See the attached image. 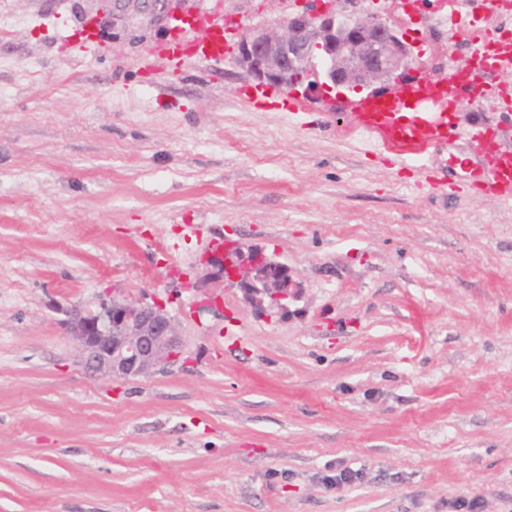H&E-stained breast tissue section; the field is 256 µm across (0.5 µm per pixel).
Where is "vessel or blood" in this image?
Returning a JSON list of instances; mask_svg holds the SVG:
<instances>
[{
    "mask_svg": "<svg viewBox=\"0 0 512 512\" xmlns=\"http://www.w3.org/2000/svg\"><path fill=\"white\" fill-rule=\"evenodd\" d=\"M169 29L168 39L151 51L154 60L179 68L191 59H223L224 21L217 7L189 5L180 15L170 17ZM473 56L489 59V66L451 67L440 76L423 69L399 84L392 95L359 99L355 106L358 125L378 135L392 158L404 161L428 155L447 142L449 106L481 101L511 109L512 90L502 87L493 76L512 70V45L493 49L483 40L476 43ZM468 151L478 161L471 187L477 193L511 201L512 148L505 147L497 134L477 129L469 135Z\"/></svg>",
    "mask_w": 512,
    "mask_h": 512,
    "instance_id": "1",
    "label": "vessel or blood"
}]
</instances>
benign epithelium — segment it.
Returning <instances> with one entry per match:
<instances>
[{
	"mask_svg": "<svg viewBox=\"0 0 512 512\" xmlns=\"http://www.w3.org/2000/svg\"><path fill=\"white\" fill-rule=\"evenodd\" d=\"M236 59L262 84L337 95L381 93L414 64L411 44L389 19L321 10L315 0L296 15L249 30L237 43ZM206 264L260 313H283L296 298L287 266L258 250L245 253L232 239ZM54 309L84 369L95 376L130 380L183 359L179 323L160 297L147 302L106 294L91 306Z\"/></svg>",
	"mask_w": 512,
	"mask_h": 512,
	"instance_id": "7a95c632",
	"label": "benign epithelium"
}]
</instances>
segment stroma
<instances>
[{
    "label": "stroma",
    "instance_id": "1",
    "mask_svg": "<svg viewBox=\"0 0 512 512\" xmlns=\"http://www.w3.org/2000/svg\"><path fill=\"white\" fill-rule=\"evenodd\" d=\"M186 3L0 0V512H512V203L460 182L467 131L511 146L512 111L464 106L443 174L401 165L343 97L247 104L234 53L141 65ZM359 8L437 74L472 61L439 15L512 35L483 0ZM219 11L236 41L297 8ZM224 237L288 265V314L209 281ZM102 291L165 299L187 363L86 373L52 306Z\"/></svg>",
    "mask_w": 512,
    "mask_h": 512
}]
</instances>
